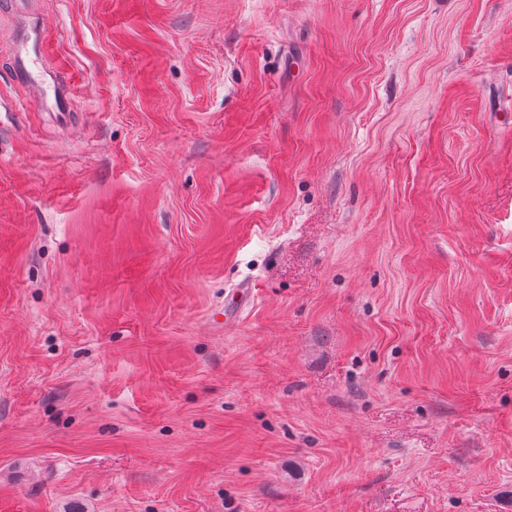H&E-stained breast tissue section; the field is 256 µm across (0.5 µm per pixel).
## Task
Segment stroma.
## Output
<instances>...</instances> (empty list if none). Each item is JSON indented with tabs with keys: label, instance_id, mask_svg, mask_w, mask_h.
Returning <instances> with one entry per match:
<instances>
[{
	"label": "stroma",
	"instance_id": "obj_1",
	"mask_svg": "<svg viewBox=\"0 0 512 512\" xmlns=\"http://www.w3.org/2000/svg\"><path fill=\"white\" fill-rule=\"evenodd\" d=\"M0 512H512V0H0ZM24 42L20 43V52L18 61L14 69L15 78L31 87V102L44 104L43 85H49L47 74L40 72L38 74L39 64L43 57L44 42L38 38V22L33 20L29 26ZM254 288L250 283H243L225 297L224 312L219 314L224 316V323L239 321L244 310L255 300Z\"/></svg>",
	"mask_w": 512,
	"mask_h": 512
}]
</instances>
